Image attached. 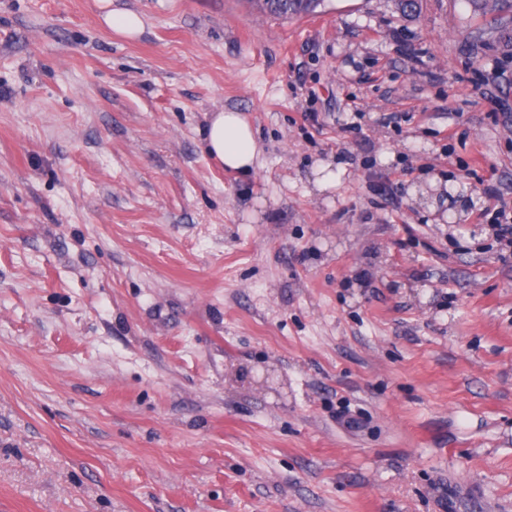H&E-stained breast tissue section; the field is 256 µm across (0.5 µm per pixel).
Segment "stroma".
<instances>
[{"mask_svg":"<svg viewBox=\"0 0 512 512\" xmlns=\"http://www.w3.org/2000/svg\"><path fill=\"white\" fill-rule=\"evenodd\" d=\"M419 3L0 0V512H512V50ZM104 20L111 29L126 37H135L142 29L141 18L134 12L114 15L109 11L104 15ZM205 150L224 169L249 175L256 166L254 132L240 112H213L203 131Z\"/></svg>","mask_w":512,"mask_h":512,"instance_id":"stroma-1","label":"stroma"}]
</instances>
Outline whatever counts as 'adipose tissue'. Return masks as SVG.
I'll return each mask as SVG.
<instances>
[{"label":"adipose tissue","instance_id":"obj_1","mask_svg":"<svg viewBox=\"0 0 512 512\" xmlns=\"http://www.w3.org/2000/svg\"><path fill=\"white\" fill-rule=\"evenodd\" d=\"M205 150L224 169L250 174L257 162L254 132L238 112L220 110L212 113L203 131Z\"/></svg>","mask_w":512,"mask_h":512}]
</instances>
